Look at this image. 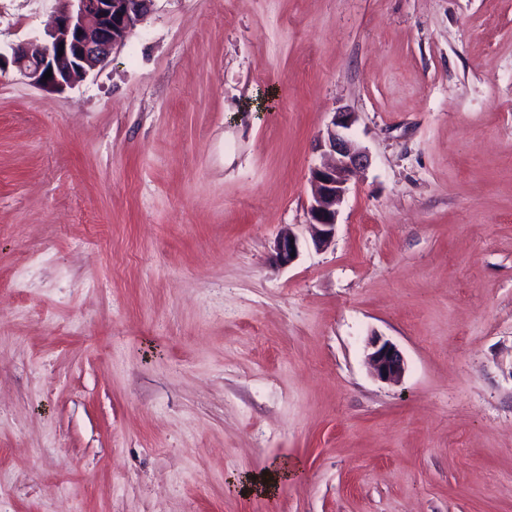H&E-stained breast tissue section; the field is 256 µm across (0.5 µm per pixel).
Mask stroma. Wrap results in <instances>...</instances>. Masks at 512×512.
<instances>
[{
  "instance_id": "1",
  "label": "stroma",
  "mask_w": 512,
  "mask_h": 512,
  "mask_svg": "<svg viewBox=\"0 0 512 512\" xmlns=\"http://www.w3.org/2000/svg\"><path fill=\"white\" fill-rule=\"evenodd\" d=\"M0 512H512V0H154L72 88L0 72ZM355 112L340 109L334 112L326 132L318 139L324 161L311 169L312 199L308 206L309 225L314 228L313 243L317 249L326 247L336 233L338 205L349 191L351 176L370 164L365 148L350 135ZM275 260L281 266H287L295 262L300 256V238L290 228L283 231L275 241ZM292 251L295 256L291 257ZM367 351L376 378L385 382H398L404 376L405 359L395 344L374 336L368 341ZM295 473L294 466L284 462L264 472L247 475L240 479L239 486L248 491L262 488L265 492H274L281 480L291 478L290 476Z\"/></svg>"
}]
</instances>
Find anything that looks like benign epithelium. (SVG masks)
Returning <instances> with one entry per match:
<instances>
[{"label":"benign epithelium","instance_id":"benign-epithelium-1","mask_svg":"<svg viewBox=\"0 0 512 512\" xmlns=\"http://www.w3.org/2000/svg\"><path fill=\"white\" fill-rule=\"evenodd\" d=\"M63 6L41 40L21 42L11 55L0 53V70L9 66L31 84L49 92L73 87L89 72L105 65L114 50L123 46L152 11L154 0H62ZM63 55H58V51ZM52 76L43 80L47 70ZM356 113L341 109L334 113L326 132L318 139L324 161L311 169L312 199L308 206L313 243L324 248L336 233L338 205L349 191L351 176L370 164L365 148L350 135ZM275 260L281 266L300 256V238L291 229L275 241ZM373 375L381 381L397 382L406 364L395 344L377 336L367 344Z\"/></svg>","mask_w":512,"mask_h":512}]
</instances>
